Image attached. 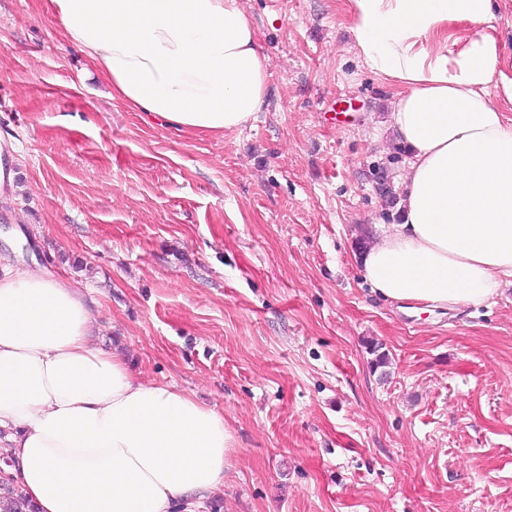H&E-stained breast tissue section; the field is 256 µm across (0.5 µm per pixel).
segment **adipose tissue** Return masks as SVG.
Wrapping results in <instances>:
<instances>
[{"mask_svg": "<svg viewBox=\"0 0 512 512\" xmlns=\"http://www.w3.org/2000/svg\"><path fill=\"white\" fill-rule=\"evenodd\" d=\"M136 112L196 133L241 129L267 68L241 0H47ZM357 55L393 88L388 124L408 160L399 223L358 261L373 292L478 306L512 278V68L493 0H347ZM474 30L455 50L447 26ZM88 295L0 253V447L36 512H207L236 441L224 415L91 346Z\"/></svg>", "mask_w": 512, "mask_h": 512, "instance_id": "obj_1", "label": "adipose tissue"}]
</instances>
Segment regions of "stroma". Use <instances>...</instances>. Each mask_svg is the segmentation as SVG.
I'll return each instance as SVG.
<instances>
[{"instance_id":"1","label":"stroma","mask_w":512,"mask_h":512,"mask_svg":"<svg viewBox=\"0 0 512 512\" xmlns=\"http://www.w3.org/2000/svg\"><path fill=\"white\" fill-rule=\"evenodd\" d=\"M244 4L265 101L210 135L113 99L45 0H0V251L89 289L93 343L136 377L223 413L221 512H512V279L452 309L372 293L356 255L398 223L406 159L393 90L344 0ZM14 153V146L0 138V209L11 207L15 200L17 171Z\"/></svg>"}]
</instances>
